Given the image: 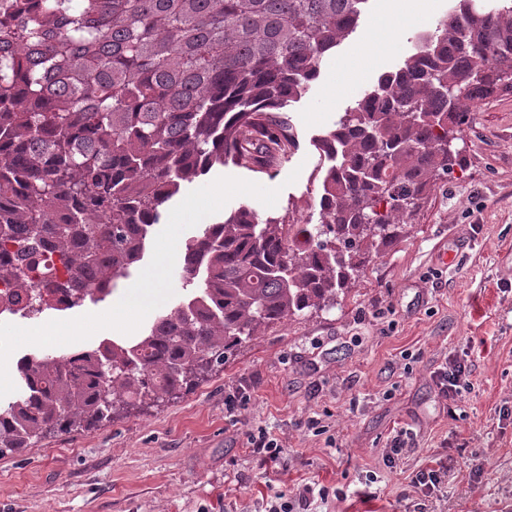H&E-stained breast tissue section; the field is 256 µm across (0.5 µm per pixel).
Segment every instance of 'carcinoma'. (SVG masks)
Segmentation results:
<instances>
[{
  "mask_svg": "<svg viewBox=\"0 0 512 512\" xmlns=\"http://www.w3.org/2000/svg\"><path fill=\"white\" fill-rule=\"evenodd\" d=\"M366 2L0 0V278L42 308L57 292L71 307L109 294L184 184L229 161L262 172L297 146L287 112ZM484 2L450 0L431 36L314 140L329 162L319 223L241 204L188 239L177 275L193 293L133 343L22 358L23 390L0 402V454L178 395L261 328L336 305L363 255L460 165L459 103L512 91V0Z\"/></svg>",
  "mask_w": 512,
  "mask_h": 512,
  "instance_id": "carcinoma-1",
  "label": "carcinoma"
}]
</instances>
